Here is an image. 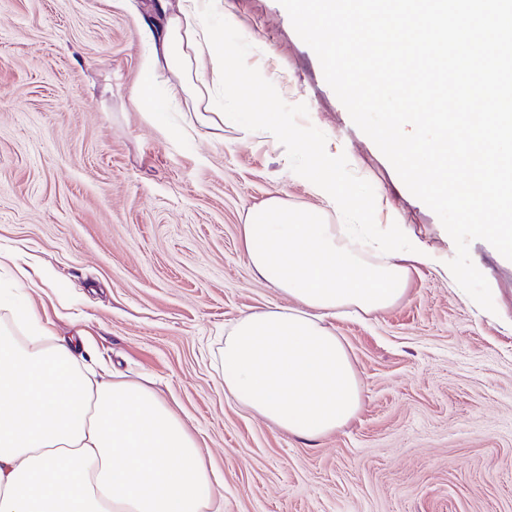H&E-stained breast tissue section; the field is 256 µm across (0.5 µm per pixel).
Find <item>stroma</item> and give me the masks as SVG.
Instances as JSON below:
<instances>
[{
  "label": "stroma",
  "mask_w": 512,
  "mask_h": 512,
  "mask_svg": "<svg viewBox=\"0 0 512 512\" xmlns=\"http://www.w3.org/2000/svg\"><path fill=\"white\" fill-rule=\"evenodd\" d=\"M206 21L273 90L224 99L284 140L181 139L126 91L142 48L116 0H0V290L20 288L56 335L84 337L91 368L150 382L186 421L217 477L220 512H512V261L483 240L470 256L495 312L428 267L405 300L336 319L363 385L347 427L307 442L224 396L220 350L242 314L281 303L244 254L247 213L278 191L314 199L294 173L337 145L362 199L337 223L387 210L438 252L453 241L376 144L341 111L279 0H221Z\"/></svg>",
  "instance_id": "stroma-1"
}]
</instances>
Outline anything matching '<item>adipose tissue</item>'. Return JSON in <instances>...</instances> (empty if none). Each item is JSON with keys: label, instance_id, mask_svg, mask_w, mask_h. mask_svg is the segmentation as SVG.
<instances>
[{"label": "adipose tissue", "instance_id": "ef3b65f1", "mask_svg": "<svg viewBox=\"0 0 512 512\" xmlns=\"http://www.w3.org/2000/svg\"><path fill=\"white\" fill-rule=\"evenodd\" d=\"M143 46L131 106L146 112L158 88L183 99L181 133L223 131L214 100L244 90L226 52L201 22L200 0L178 12L136 18ZM313 206L275 193L242 226L253 274L289 303L239 317L224 337L226 399L268 424L318 440L357 415L362 385L330 325L345 314L377 315L401 301L420 267L462 283L452 267L395 214L383 224H332L353 207L336 167L306 171ZM0 512H209V470L187 424L152 390L81 371L74 342L54 337L34 312L0 298Z\"/></svg>", "mask_w": 512, "mask_h": 512}]
</instances>
